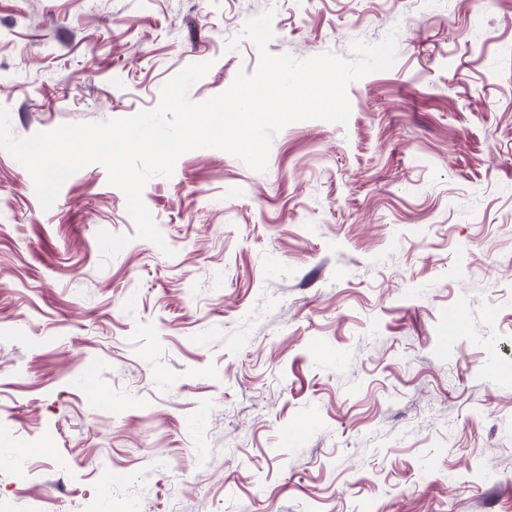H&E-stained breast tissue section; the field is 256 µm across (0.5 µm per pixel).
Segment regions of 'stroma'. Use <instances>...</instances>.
<instances>
[{
    "mask_svg": "<svg viewBox=\"0 0 512 512\" xmlns=\"http://www.w3.org/2000/svg\"><path fill=\"white\" fill-rule=\"evenodd\" d=\"M269 10L270 53L396 62L265 171L149 180L174 257L102 165L46 210L0 151V512H512V0H0V106L129 117L207 61L205 101Z\"/></svg>",
    "mask_w": 512,
    "mask_h": 512,
    "instance_id": "obj_1",
    "label": "stroma"
}]
</instances>
